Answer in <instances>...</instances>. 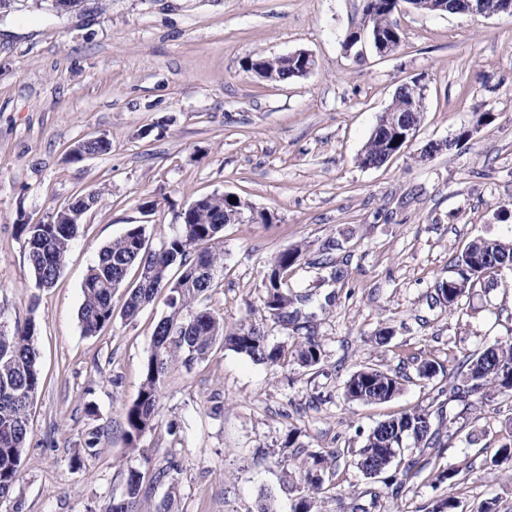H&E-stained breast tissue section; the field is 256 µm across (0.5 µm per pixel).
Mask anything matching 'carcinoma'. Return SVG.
Listing matches in <instances>:
<instances>
[{
	"instance_id": "1",
	"label": "carcinoma",
	"mask_w": 512,
	"mask_h": 512,
	"mask_svg": "<svg viewBox=\"0 0 512 512\" xmlns=\"http://www.w3.org/2000/svg\"><path fill=\"white\" fill-rule=\"evenodd\" d=\"M363 15L369 16L368 32L398 47L399 28L393 22L390 0H364ZM243 70L258 73L264 69L275 75L274 81L295 78L289 60L279 57H247ZM415 87H405L395 97L391 111L382 114L380 129L370 134L364 149L362 163L386 162L403 150L407 143L395 142L397 133L392 128L403 121H420L417 112L409 111L411 99L417 97ZM240 208L237 201L222 196H207L200 207L181 220L173 233L164 238L154 251L147 248L145 228L131 226L124 235L101 248L89 268L83 283V303L79 310L82 331L94 335L112 323V295L127 288L122 315L133 320L157 293L170 290V313L155 325L152 348L142 366V380L137 398L125 412L126 437L129 448H139L142 438L155 432L159 426L158 410L162 386L172 361L182 360L188 367L204 359L219 342L256 361L278 363L286 358L281 346L269 344L265 331L258 327L224 333V320L205 301L217 286V276L224 265L222 254L206 247L217 239L230 215ZM78 224L17 225L24 236L28 260L35 277V287L50 288L56 282L71 242L79 233ZM297 248L279 252L269 266L270 279L265 283L264 309L276 324L300 323L301 310L293 307L307 298L291 296L288 271L299 259ZM179 274L172 277V267ZM458 266L467 273L438 283L430 304L443 305L452 310L458 306L466 290L485 276L512 277V241L479 237L474 239L458 257ZM138 272L137 281L127 285L131 270ZM321 344L311 334L297 344V361L312 367L322 360ZM460 382L451 386L454 397L468 402L474 411L491 405L499 397L512 394V336L488 343L477 353L458 364ZM403 376L375 367H363L354 372L345 383L344 396L350 401L378 404L392 399L401 391ZM41 384L40 352L37 346L35 323L5 327L0 321V504L11 499L18 480L21 458L30 429V407ZM453 433L442 435L433 428L431 413L413 410L379 422L370 429L358 452L357 468L368 477L387 473L401 456L406 440L415 446L439 455L447 447ZM424 465L417 459L404 462L401 477H388L387 486L392 495L407 481L417 477ZM301 480L307 489L323 490L324 472L318 468L305 470ZM147 495L143 475L138 470L128 473L121 497L112 499L109 512H136L139 500Z\"/></svg>"
}]
</instances>
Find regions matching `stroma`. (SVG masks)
I'll use <instances>...</instances> for the list:
<instances>
[{
	"label": "stroma",
	"mask_w": 512,
	"mask_h": 512,
	"mask_svg": "<svg viewBox=\"0 0 512 512\" xmlns=\"http://www.w3.org/2000/svg\"><path fill=\"white\" fill-rule=\"evenodd\" d=\"M363 0H81L57 14L51 0L0 6V317L36 324L42 382L30 410L19 479L0 512H108L129 470L151 476L176 462L139 512L175 491V512H292L300 475L324 456V488L312 512H420L451 495L455 512L496 499L512 512V466L486 451L512 440V399L474 416L450 396L448 371L512 335V279L477 283L456 310L429 303L438 281L478 236L512 240V15H396L400 47L347 52ZM297 50L317 65L305 78L270 83L242 68L248 56ZM425 85L415 140L377 168L358 156L402 84ZM493 119L478 125L481 113ZM473 136L422 157L435 140ZM103 136L109 153L79 160L72 147ZM98 193L57 282L35 285L17 224L48 222L63 204ZM233 194L255 211L225 225L214 243L224 270L208 304L226 331L263 325L293 351L301 332L263 309L264 283L280 251L301 247L288 277L309 295L324 351L311 368L259 363L223 345L192 366L173 362L159 427L137 452L125 408L141 384L160 291L134 320L112 298L111 325L83 333L82 285L101 247L143 225L157 249L196 198ZM334 242L335 269L316 268ZM391 334L377 343L381 328ZM438 373L419 377L420 362ZM374 364L406 378L381 404L346 401L343 387ZM455 436L440 457L392 495L356 466L377 422L412 409ZM100 430L94 453L84 451ZM294 444H287L288 435ZM457 470L454 485L438 474Z\"/></svg>",
	"instance_id": "1"
}]
</instances>
